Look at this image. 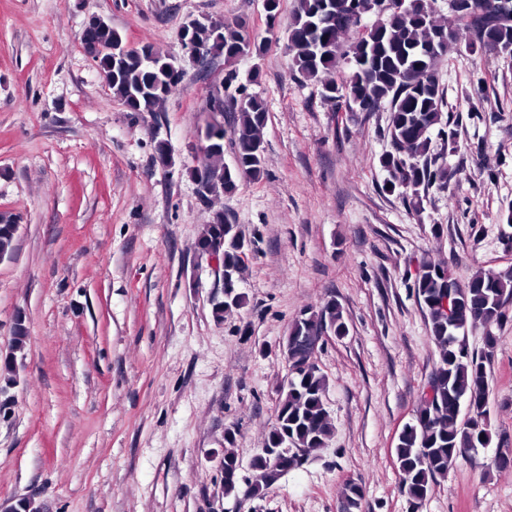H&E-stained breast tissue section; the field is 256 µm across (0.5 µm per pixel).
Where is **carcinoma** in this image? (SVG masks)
Segmentation results:
<instances>
[{
  "label": "carcinoma",
  "instance_id": "1",
  "mask_svg": "<svg viewBox=\"0 0 512 512\" xmlns=\"http://www.w3.org/2000/svg\"><path fill=\"white\" fill-rule=\"evenodd\" d=\"M500 0H462L464 7L448 23L439 17L432 0H403L399 8L378 9V0H297L288 24L287 49L293 75L320 84L323 98L342 103L350 112H388L385 135L392 150L380 162L390 176L389 190H401L403 202L420 207L424 194L444 188L454 172L438 161L431 151V134L448 151L457 149V130L445 117V91L437 66L461 44L472 51L512 55V16L497 8ZM193 39L212 54L234 65L246 57H258L264 46L247 39L232 24L221 25L205 18L190 23ZM123 43L112 25L100 20L88 34V43ZM113 95L131 112H153L182 81L183 69L177 59L151 47L130 52L120 61L108 55L93 57ZM350 65L341 82L328 77L341 64ZM237 119L230 132L220 129L200 166L205 173V202L231 195L244 178L254 181L265 175L261 130L268 120L264 102L245 94L237 103ZM230 135L236 152L234 164H224V136ZM17 221L0 215V258L12 255ZM221 243L224 275L229 279L228 296L212 306L215 320L242 308L245 296L238 291L244 267L240 257L246 244L231 226L224 211L213 213L195 242L205 256ZM414 293L429 320L432 339L438 347V361L427 385L432 399L420 398L413 422L402 429L395 454L401 474L400 490L415 504L424 501L437 479L461 456L464 448L485 447L489 430L490 361L497 336L492 328L509 320L512 302V268L474 276L461 285L449 266L428 261L413 284ZM484 330V350L469 351L463 344L470 330ZM349 331L342 308L331 300L316 309L304 310L295 320L288 337L345 336ZM17 381L14 364L0 365V390ZM326 376L316 364H308L290 375L282 387L276 422L266 447L295 448L304 456L326 446L333 426L325 407ZM292 469L285 456L277 464H260L250 486L261 495ZM364 490L350 483L344 490L346 512H358Z\"/></svg>",
  "mask_w": 512,
  "mask_h": 512
}]
</instances>
